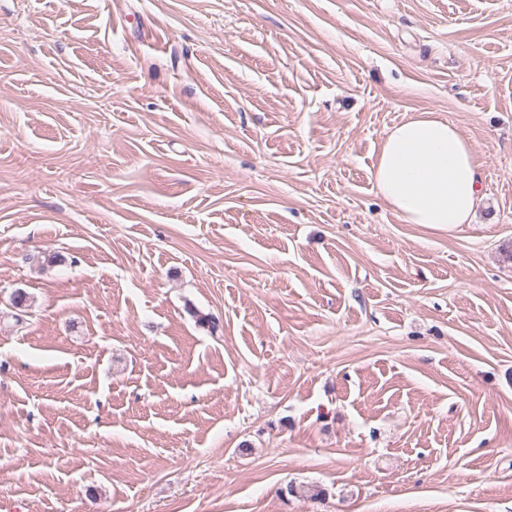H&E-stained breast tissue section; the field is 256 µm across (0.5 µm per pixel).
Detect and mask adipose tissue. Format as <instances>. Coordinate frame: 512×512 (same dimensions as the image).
<instances>
[{"label": "adipose tissue", "instance_id": "1", "mask_svg": "<svg viewBox=\"0 0 512 512\" xmlns=\"http://www.w3.org/2000/svg\"><path fill=\"white\" fill-rule=\"evenodd\" d=\"M375 187L406 224L454 232L472 223L482 198L473 149L458 128L420 112L384 135L372 172Z\"/></svg>", "mask_w": 512, "mask_h": 512}]
</instances>
